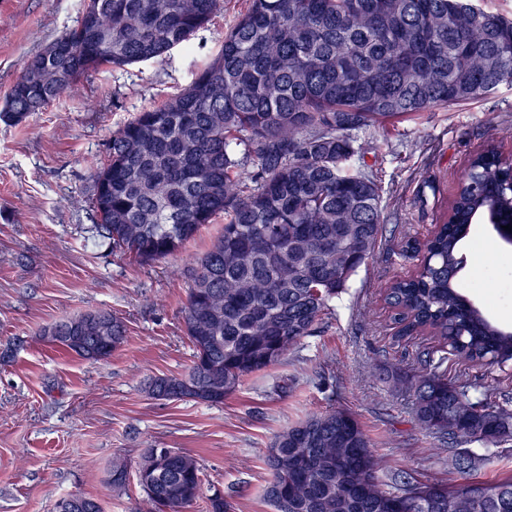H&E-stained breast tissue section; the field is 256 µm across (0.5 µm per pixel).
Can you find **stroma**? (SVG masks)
<instances>
[{
  "instance_id": "35a3bbf8",
  "label": "stroma",
  "mask_w": 512,
  "mask_h": 512,
  "mask_svg": "<svg viewBox=\"0 0 512 512\" xmlns=\"http://www.w3.org/2000/svg\"><path fill=\"white\" fill-rule=\"evenodd\" d=\"M242 0H224L191 54L104 70L14 124L0 119V512H56L64 498L98 500L103 512H148L136 478L113 489L114 463L135 470L150 448L194 456L205 496L221 492L232 512H271L265 455L284 428L333 408L352 412L385 471L453 482L448 451L414 422L384 378L436 347L430 333L397 340L385 301L392 280L413 274L409 239L431 237L447 215L470 158L487 145L512 156V87L451 112H427L381 137L375 173L385 192V235L373 257L331 304L315 335L285 359L247 378L223 404L164 401L148 380L183 373L192 349L182 309L187 273L217 234L203 226L177 258L140 264L93 236L92 173L113 131L135 112L186 87L215 55L218 31ZM81 0H0V105L32 54L74 27ZM461 293L500 328L512 329V246L491 225H472L463 243ZM103 309L126 326L106 360L82 359L49 343L44 329ZM496 366L455 365L448 376L471 395L512 392Z\"/></svg>"
}]
</instances>
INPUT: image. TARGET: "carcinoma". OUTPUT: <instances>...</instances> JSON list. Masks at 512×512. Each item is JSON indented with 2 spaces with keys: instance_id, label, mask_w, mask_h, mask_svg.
I'll return each instance as SVG.
<instances>
[{
  "instance_id": "obj_1",
  "label": "carcinoma",
  "mask_w": 512,
  "mask_h": 512,
  "mask_svg": "<svg viewBox=\"0 0 512 512\" xmlns=\"http://www.w3.org/2000/svg\"><path fill=\"white\" fill-rule=\"evenodd\" d=\"M224 8V0H84L77 24L30 56L0 116L20 121L103 69L163 62ZM192 81L112 133L93 173L95 230L140 264L174 256L224 218L197 259L183 320L193 347L184 373L150 380L158 400L221 404L243 380L316 333L330 302L382 236L383 189L362 134H387L425 112L449 111L512 87V18L476 0H249ZM509 163L474 155L415 272L387 288L397 335L429 332L440 355L422 374L390 377L410 413L446 448L512 441V410L448 379V356L512 362V334L455 288L461 234L495 206L512 217ZM277 224L280 233L262 230ZM124 323L94 310L44 330L92 361L125 340ZM150 448L136 470L150 512H183L203 497L197 460ZM459 483H392L356 416L338 408L283 429L267 450L276 512H512V477L477 481L487 455L448 458ZM492 495L475 503L471 486Z\"/></svg>"
}]
</instances>
